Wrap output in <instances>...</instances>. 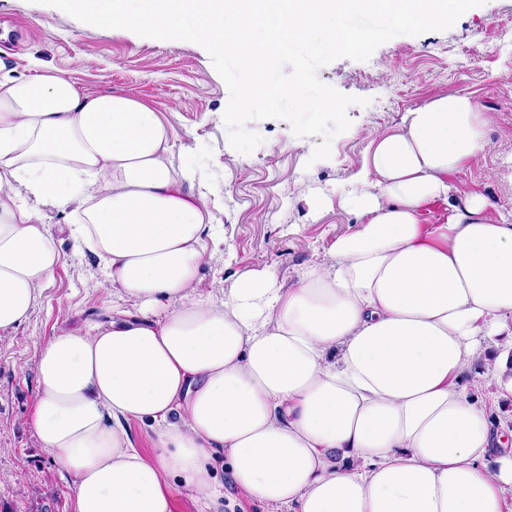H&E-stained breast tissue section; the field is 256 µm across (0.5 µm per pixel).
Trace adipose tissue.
<instances>
[{"mask_svg": "<svg viewBox=\"0 0 512 512\" xmlns=\"http://www.w3.org/2000/svg\"><path fill=\"white\" fill-rule=\"evenodd\" d=\"M489 124L468 93L405 112L339 196L353 231L294 282L243 268L215 299L196 284L219 229L160 110L0 59V341L60 262L42 205L126 304L36 352L33 428L75 512H173L178 492L219 512L220 462L267 512H507L512 443L460 380L512 336V217L450 196Z\"/></svg>", "mask_w": 512, "mask_h": 512, "instance_id": "ef3b65f1", "label": "adipose tissue"}]
</instances>
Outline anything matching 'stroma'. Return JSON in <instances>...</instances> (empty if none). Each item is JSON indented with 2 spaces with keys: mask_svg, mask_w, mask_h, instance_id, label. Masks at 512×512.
I'll return each mask as SVG.
<instances>
[{
  "mask_svg": "<svg viewBox=\"0 0 512 512\" xmlns=\"http://www.w3.org/2000/svg\"><path fill=\"white\" fill-rule=\"evenodd\" d=\"M19 74L48 66L86 92L124 91L157 107L170 131L174 163L188 168L222 235L210 244L201 293L219 295L224 280L249 267L291 280L318 260L356 218L339 206L374 135L396 127L409 109L438 94L469 93L494 117L478 160L460 173L458 193L481 192L491 215L512 214V0H485L445 31L400 35L365 61L336 59L319 80L356 98L349 128L329 158L313 160L320 137H298L287 121L249 122L260 144L248 154L231 147L223 114L229 92L199 44L149 42L125 29L82 23L39 0H0V57ZM61 262L29 320L0 342V512H74L71 481L40 448L31 426L37 405V345L62 325L107 324L118 296L105 286L98 258L79 251L65 220L39 209ZM512 362V338L494 336L461 386L486 406L492 420L512 428V398L494 369Z\"/></svg>",
  "mask_w": 512,
  "mask_h": 512,
  "instance_id": "stroma-1",
  "label": "stroma"
}]
</instances>
